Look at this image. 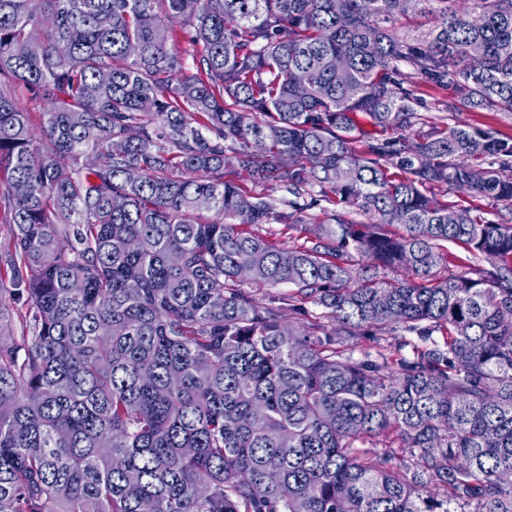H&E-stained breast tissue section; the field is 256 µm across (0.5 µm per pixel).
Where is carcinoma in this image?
<instances>
[{"instance_id":"cac0c4a2","label":"carcinoma","mask_w":512,"mask_h":512,"mask_svg":"<svg viewBox=\"0 0 512 512\" xmlns=\"http://www.w3.org/2000/svg\"><path fill=\"white\" fill-rule=\"evenodd\" d=\"M414 3L0 0V512H512V139L414 93L512 115V0ZM272 197L276 199V207H275V214H273V217L267 221V224H260L259 231L264 234L270 241L276 242V243H287L292 245L293 242L302 243L304 239H301L306 234L304 232L299 233L298 232H292L293 239H289L292 242L288 243V235H284L282 232L284 231V227L282 224H280V221L277 218V215L280 212H288V206L282 202L283 199H288V194H286L283 191H279V189L274 190V192H270ZM296 238V239H295ZM437 199L441 201H447L448 204H454L459 206H480L483 208L487 214L485 215L488 219L498 222L501 218V214H506V218L509 219L510 216L506 211H500L496 206L492 203V201L484 198L473 197L471 194L467 192L460 191H447L444 190H435ZM500 222V221H499Z\"/></svg>"}]
</instances>
